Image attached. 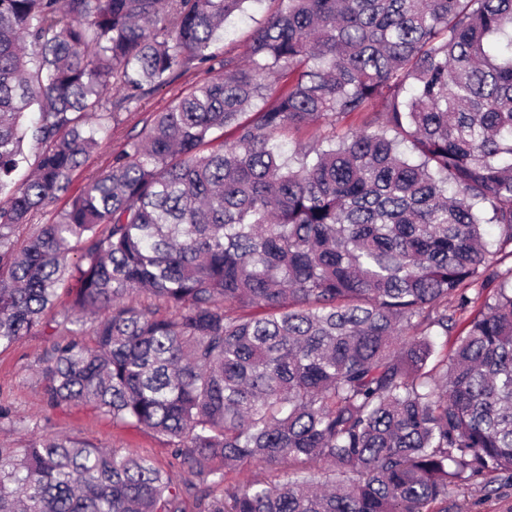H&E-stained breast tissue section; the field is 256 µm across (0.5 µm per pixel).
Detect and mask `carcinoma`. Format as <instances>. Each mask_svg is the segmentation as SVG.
Instances as JSON below:
<instances>
[{
	"instance_id": "1",
	"label": "carcinoma",
	"mask_w": 512,
	"mask_h": 512,
	"mask_svg": "<svg viewBox=\"0 0 512 512\" xmlns=\"http://www.w3.org/2000/svg\"><path fill=\"white\" fill-rule=\"evenodd\" d=\"M261 2L0 0V349L52 329L49 403L187 473L32 440L0 450V512H448L512 474V0H275L218 59ZM213 62L71 194L112 88ZM248 460L288 472L226 486ZM269 2L263 4L260 9L251 10L248 14L236 19L228 26L224 40L218 44V52L224 57V50L234 56L243 58L250 34L257 23L262 20L265 8Z\"/></svg>"
}]
</instances>
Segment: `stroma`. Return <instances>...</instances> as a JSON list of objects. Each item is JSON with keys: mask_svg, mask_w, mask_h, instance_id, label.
Listing matches in <instances>:
<instances>
[{"mask_svg": "<svg viewBox=\"0 0 512 512\" xmlns=\"http://www.w3.org/2000/svg\"><path fill=\"white\" fill-rule=\"evenodd\" d=\"M213 76L207 66L192 67L167 86L146 92L137 104L121 110L111 134L76 175L74 190H81L89 177L108 170L128 137L138 134L156 114L167 111L177 97ZM47 344V337L34 334L0 351V407L9 413L8 418L0 420V448H17L39 436L72 437L119 454L152 456L165 468L172 484L181 485L184 471L173 460L163 438L113 422L89 405L47 404L34 371ZM448 512H512V476L494 473L476 478L449 497Z\"/></svg>", "mask_w": 512, "mask_h": 512, "instance_id": "stroma-1", "label": "stroma"}]
</instances>
